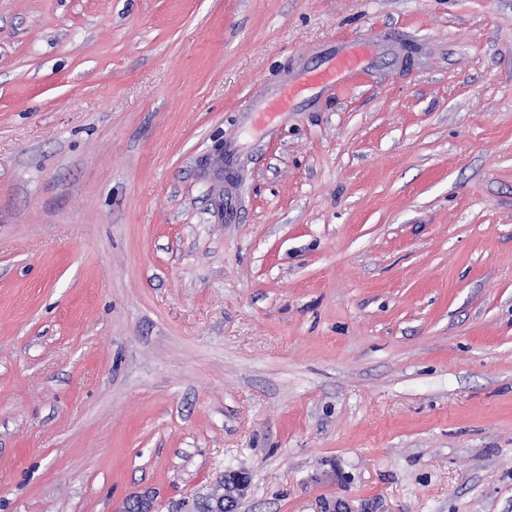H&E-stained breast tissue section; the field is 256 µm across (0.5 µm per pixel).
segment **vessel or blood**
<instances>
[{
  "label": "vessel or blood",
  "instance_id": "1",
  "mask_svg": "<svg viewBox=\"0 0 512 512\" xmlns=\"http://www.w3.org/2000/svg\"><path fill=\"white\" fill-rule=\"evenodd\" d=\"M362 64V59L350 50H342L329 59L327 64L307 77L278 84L274 90L256 99L254 109L258 112L275 110L293 111L295 102L304 93L316 87H334L338 74L353 72Z\"/></svg>",
  "mask_w": 512,
  "mask_h": 512
}]
</instances>
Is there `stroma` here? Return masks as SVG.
Returning a JSON list of instances; mask_svg holds the SVG:
<instances>
[{
    "instance_id": "35a3bbf8",
    "label": "stroma",
    "mask_w": 512,
    "mask_h": 512,
    "mask_svg": "<svg viewBox=\"0 0 512 512\" xmlns=\"http://www.w3.org/2000/svg\"><path fill=\"white\" fill-rule=\"evenodd\" d=\"M230 467L512 512V0H0V512ZM363 59L351 50H341L329 59L327 64L302 79L278 84L274 90L255 100L252 112H293L295 102L304 93L316 87L332 88L341 73L358 69Z\"/></svg>"
}]
</instances>
